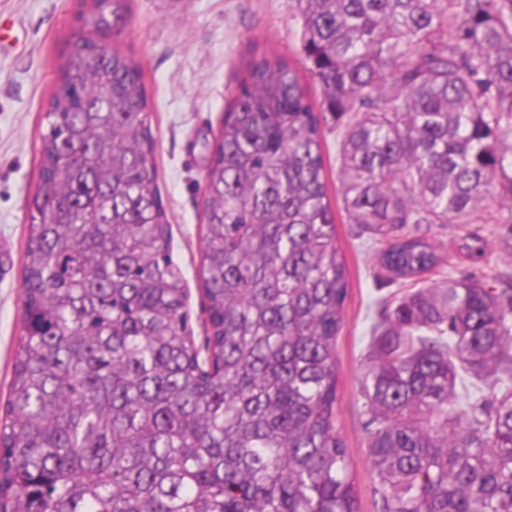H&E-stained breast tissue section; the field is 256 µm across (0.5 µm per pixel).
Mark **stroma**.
Here are the masks:
<instances>
[{"instance_id":"obj_1","label":"stroma","mask_w":512,"mask_h":512,"mask_svg":"<svg viewBox=\"0 0 512 512\" xmlns=\"http://www.w3.org/2000/svg\"><path fill=\"white\" fill-rule=\"evenodd\" d=\"M82 0H0V400L8 394L13 346L21 331L20 291L27 236L26 200L38 178L44 106L68 42L81 31ZM302 21L288 0H130L129 19L112 42L140 61L157 140L158 186L175 238L174 258L201 314L199 269L206 138L218 132L251 49L267 47L301 61ZM488 202L471 224H436L432 237L447 271L492 275L512 270V254L486 224ZM350 292L336 342L339 426L350 451L361 512H375L360 395L376 302L393 290L376 275V258L357 225L338 219ZM487 243V260L466 256L465 236Z\"/></svg>"}]
</instances>
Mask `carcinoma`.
I'll return each mask as SVG.
<instances>
[{
    "mask_svg": "<svg viewBox=\"0 0 512 512\" xmlns=\"http://www.w3.org/2000/svg\"><path fill=\"white\" fill-rule=\"evenodd\" d=\"M86 0L27 199L0 512H360L338 420L342 209L396 291L362 392L378 512H512V273L422 286L434 224L512 252V0H289L311 99L253 49L208 148L202 321L158 187L139 61ZM324 152L326 155V167L329 174L330 190L332 199L339 190L338 169L336 162V131L325 132Z\"/></svg>",
    "mask_w": 512,
    "mask_h": 512,
    "instance_id": "1",
    "label": "carcinoma"
}]
</instances>
